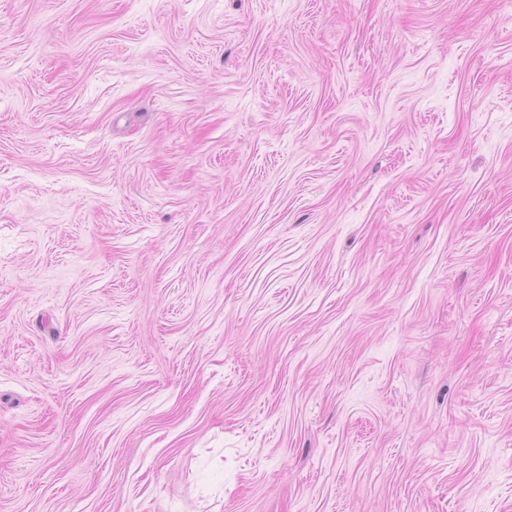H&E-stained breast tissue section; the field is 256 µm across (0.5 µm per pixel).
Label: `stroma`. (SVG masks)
Returning a JSON list of instances; mask_svg holds the SVG:
<instances>
[{
	"label": "stroma",
	"instance_id": "1",
	"mask_svg": "<svg viewBox=\"0 0 512 512\" xmlns=\"http://www.w3.org/2000/svg\"><path fill=\"white\" fill-rule=\"evenodd\" d=\"M0 512H512V0H0Z\"/></svg>",
	"mask_w": 512,
	"mask_h": 512
}]
</instances>
